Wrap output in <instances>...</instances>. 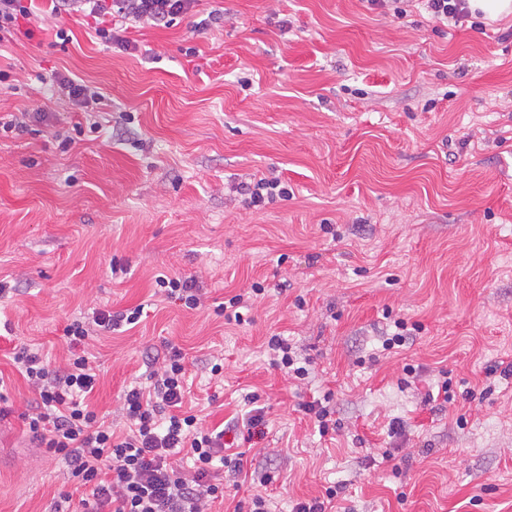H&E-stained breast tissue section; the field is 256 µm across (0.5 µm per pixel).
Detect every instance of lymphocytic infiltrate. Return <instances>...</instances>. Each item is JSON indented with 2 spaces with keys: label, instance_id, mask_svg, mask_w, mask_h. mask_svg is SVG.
I'll list each match as a JSON object with an SVG mask.
<instances>
[{
  "label": "lymphocytic infiltrate",
  "instance_id": "f902f5d3",
  "mask_svg": "<svg viewBox=\"0 0 512 512\" xmlns=\"http://www.w3.org/2000/svg\"><path fill=\"white\" fill-rule=\"evenodd\" d=\"M50 15L82 14L94 22L103 43L130 50L127 36L138 24L168 26L189 13L197 0H48ZM36 0H0V42L23 34L33 37L22 22L35 20ZM142 307L96 311L66 324L64 335L71 355L54 367L39 350L17 346L13 362L35 398L22 419L30 433L53 456L64 460L85 496L62 494L54 512H212L223 499V484L214 482L213 463L224 456L223 432L204 426L185 411L187 373L185 353L168 347L147 383L126 387L118 412L127 429L119 433L91 406L98 384V367L84 352L92 336L137 324Z\"/></svg>",
  "mask_w": 512,
  "mask_h": 512
}]
</instances>
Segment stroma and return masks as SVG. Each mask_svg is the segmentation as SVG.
Returning a JSON list of instances; mask_svg holds the SVG:
<instances>
[{"mask_svg": "<svg viewBox=\"0 0 512 512\" xmlns=\"http://www.w3.org/2000/svg\"><path fill=\"white\" fill-rule=\"evenodd\" d=\"M213 10L223 21L196 30ZM128 36L135 49L107 47L73 14L0 42V113L44 114L0 136V512H49L76 487L24 425L13 346L59 366L68 319L138 305L135 327L89 341L90 403L113 424L171 343L224 359L223 379L193 376L209 427L258 394L264 433L233 449L273 471L275 512L329 486L338 512H512V378L485 376L512 360V17L475 29L366 0H200ZM61 74L101 104L54 95ZM262 177L289 198L249 207L241 186ZM162 273L197 278L204 308L165 300ZM256 282L264 298L225 324L216 306ZM400 318L409 340L383 349ZM278 333L306 379L269 366ZM443 380L437 410L425 396ZM327 390L323 436L300 405Z\"/></svg>", "mask_w": 512, "mask_h": 512, "instance_id": "obj_1", "label": "stroma"}]
</instances>
